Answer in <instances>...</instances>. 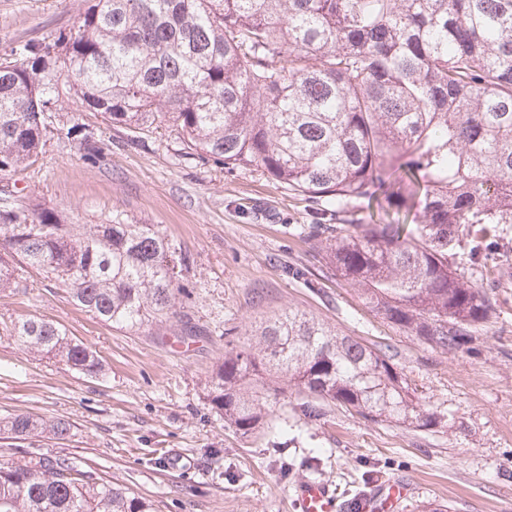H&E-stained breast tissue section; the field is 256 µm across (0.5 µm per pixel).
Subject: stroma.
I'll list each match as a JSON object with an SVG mask.
<instances>
[{"mask_svg": "<svg viewBox=\"0 0 512 512\" xmlns=\"http://www.w3.org/2000/svg\"><path fill=\"white\" fill-rule=\"evenodd\" d=\"M85 8V0H0V55L73 28ZM80 120L108 141L103 162L90 164L53 138L8 179L9 189L78 227L117 215L154 225L193 265L171 313L138 330L95 318L60 280L23 269L27 289L0 292V418H61L71 431L24 447L2 433L1 455L69 457L151 499L158 512H300L304 481L325 483L351 503L389 478L412 486L398 512L426 499L451 512H512V224L464 232L457 248L464 271L495 312L468 349L434 350L330 275L320 257L326 241L309 232L329 221L319 200L256 171L199 163L174 133L130 147L125 129L107 126L99 113ZM297 268L306 279L292 278ZM288 310L387 346L428 409L447 414V426L375 423L331 403L310 422L286 394L270 400L250 433L226 425L206 398L211 374L263 320ZM27 317L65 328L96 352L103 374L77 373L6 334L5 325ZM187 321L202 334L178 341ZM174 450L182 455L176 466Z\"/></svg>", "mask_w": 512, "mask_h": 512, "instance_id": "stroma-1", "label": "stroma"}]
</instances>
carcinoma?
Returning a JSON list of instances; mask_svg holds the SVG:
<instances>
[{
	"label": "carcinoma",
	"mask_w": 512,
	"mask_h": 512,
	"mask_svg": "<svg viewBox=\"0 0 512 512\" xmlns=\"http://www.w3.org/2000/svg\"><path fill=\"white\" fill-rule=\"evenodd\" d=\"M98 112L138 144L172 130L188 154L266 178L343 213L359 199L415 228H336L325 266L359 299L428 347L456 352L494 308L460 268L461 226L512 224V0H93L79 24L0 59V175L36 161L54 136L97 163L95 128L58 119L63 103ZM0 206V291L26 287L9 259L54 274L95 317L140 329L169 313L188 256L152 224L77 230L55 210L8 195ZM9 335L85 375L83 343L45 319ZM257 347L224 355L207 400L247 433L263 419L260 368L304 397L305 419L332 403L366 420L431 429L382 349L305 313L266 319ZM65 420L15 415L0 431L66 437ZM0 512H156L154 503L69 458L0 463Z\"/></svg>",
	"instance_id": "carcinoma-1"
}]
</instances>
